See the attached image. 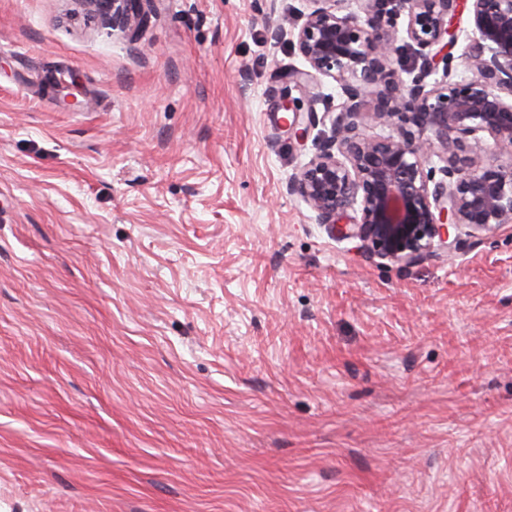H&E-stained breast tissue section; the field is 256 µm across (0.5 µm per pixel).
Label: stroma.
<instances>
[{"label": "stroma", "instance_id": "stroma-1", "mask_svg": "<svg viewBox=\"0 0 512 512\" xmlns=\"http://www.w3.org/2000/svg\"><path fill=\"white\" fill-rule=\"evenodd\" d=\"M147 7L0 0V512H512V229L332 237L310 0ZM96 2L108 14L112 11V28L134 36L137 29L150 22L151 14L143 7V1L149 0H87Z\"/></svg>", "mask_w": 512, "mask_h": 512}]
</instances>
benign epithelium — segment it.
Here are the masks:
<instances>
[{"label":"benign epithelium","mask_w":512,"mask_h":512,"mask_svg":"<svg viewBox=\"0 0 512 512\" xmlns=\"http://www.w3.org/2000/svg\"><path fill=\"white\" fill-rule=\"evenodd\" d=\"M133 35L150 22L143 0H94ZM290 31L306 63L288 72L297 90L336 81L330 134L288 180L337 239L371 258L411 265L465 238L512 226V0H316ZM469 9L471 29L457 18ZM405 28H398V19ZM464 38L471 76L456 79L444 54ZM411 51L407 65L394 57ZM374 101L363 111L365 99ZM370 125L385 129L367 133ZM499 154L489 155L487 140ZM359 219L346 223L348 210Z\"/></svg>","instance_id":"benign-epithelium-1"}]
</instances>
